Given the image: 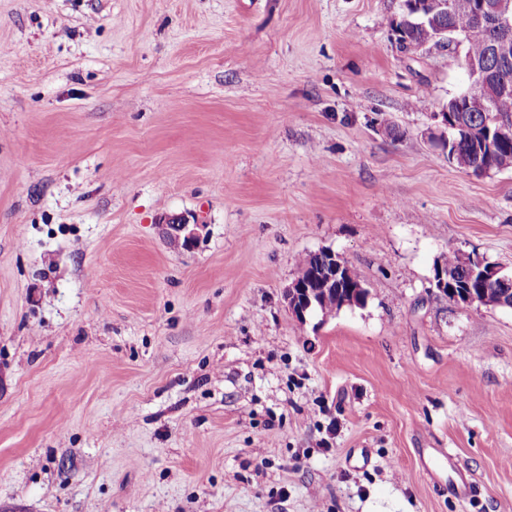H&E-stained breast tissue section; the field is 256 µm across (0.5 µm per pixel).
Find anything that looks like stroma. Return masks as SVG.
Listing matches in <instances>:
<instances>
[{
	"instance_id": "35a3bbf8",
	"label": "stroma",
	"mask_w": 512,
	"mask_h": 512,
	"mask_svg": "<svg viewBox=\"0 0 512 512\" xmlns=\"http://www.w3.org/2000/svg\"><path fill=\"white\" fill-rule=\"evenodd\" d=\"M399 4L0 0V512H512V308L433 285L512 273V170ZM324 250L366 299L296 319ZM192 218V222H191ZM161 223L168 227V239L171 244L182 248H190L197 240L203 224H199L194 216L172 215L161 218ZM460 259L461 263L472 272L473 276H479L481 279L492 283L495 288H486L483 283L472 278L471 273L461 265ZM441 264L443 265L439 266V271L434 277V286L439 293L444 296H448V293H450L453 302H457L458 304L463 303L466 306L476 304L480 306L512 307L511 299H505L511 290L496 301L499 292L502 290L500 288H511L512 284V276L502 274L499 268L492 265L485 267V261L479 256L464 253H460L459 256V253L455 250L448 251V256L444 258ZM442 266L446 271L448 270L447 276ZM448 280H451L459 291H467L470 289L478 298L484 295L488 296L489 300L496 302H487L486 299L482 302H478L474 296L469 294L466 296V301L462 302L456 292L453 293L451 290H448Z\"/></svg>"
}]
</instances>
